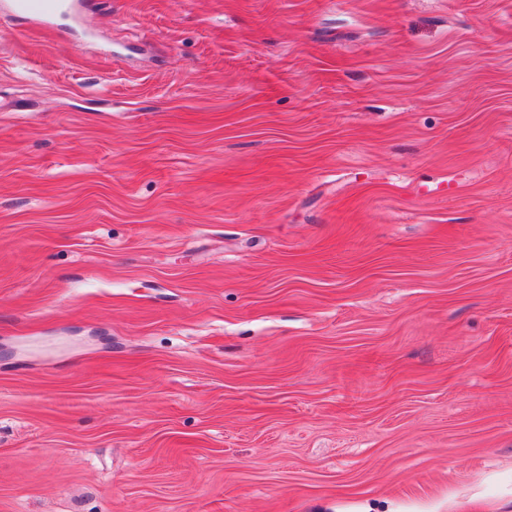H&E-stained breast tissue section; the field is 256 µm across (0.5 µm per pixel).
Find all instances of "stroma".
I'll list each match as a JSON object with an SVG mask.
<instances>
[{"instance_id":"1","label":"stroma","mask_w":512,"mask_h":512,"mask_svg":"<svg viewBox=\"0 0 512 512\" xmlns=\"http://www.w3.org/2000/svg\"><path fill=\"white\" fill-rule=\"evenodd\" d=\"M0 16V512H512V0Z\"/></svg>"}]
</instances>
